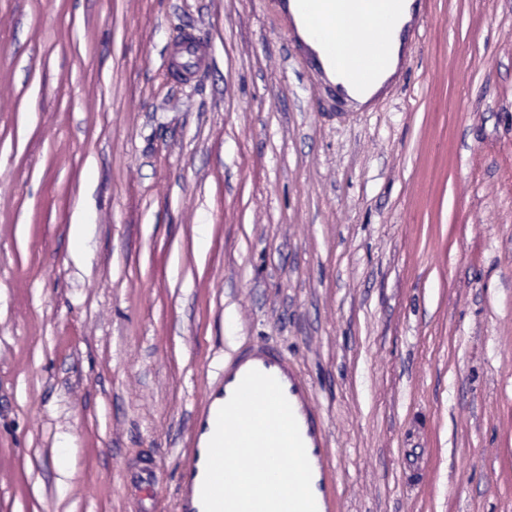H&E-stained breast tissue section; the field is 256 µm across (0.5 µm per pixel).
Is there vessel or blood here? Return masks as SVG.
<instances>
[{
	"label": "vessel or blood",
	"mask_w": 512,
	"mask_h": 512,
	"mask_svg": "<svg viewBox=\"0 0 512 512\" xmlns=\"http://www.w3.org/2000/svg\"><path fill=\"white\" fill-rule=\"evenodd\" d=\"M401 21L389 36V62L364 83H356L337 71L331 50L312 47L306 30H328L336 12V0H309L306 15H299L300 0H272L289 42L304 56L314 85L335 101L339 110L370 108L400 78L409 62V40L426 18V0H398ZM259 370L275 377L297 419L312 469L311 487L317 512H337L336 477L328 448L323 418L313 388L283 355L264 345L252 346L225 361L222 381L192 416V435L180 472L181 493L177 512H204L201 490L208 443L214 433L219 409L230 399L245 374Z\"/></svg>",
	"instance_id": "1"
}]
</instances>
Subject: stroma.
Returning <instances> with one entry per match:
<instances>
[{
  "mask_svg": "<svg viewBox=\"0 0 512 512\" xmlns=\"http://www.w3.org/2000/svg\"><path fill=\"white\" fill-rule=\"evenodd\" d=\"M409 54L341 119L269 0H0V512H176L254 342L340 512H512V0H428ZM257 369L275 377L291 404L312 469L311 487L317 512H337L336 477L326 427L314 399L312 385L283 355L264 345L252 346L224 361L222 381L192 415V435L180 472L177 512H204L201 490L207 448L218 410L230 399L245 374Z\"/></svg>",
  "mask_w": 512,
  "mask_h": 512,
  "instance_id": "35a3bbf8",
  "label": "stroma"
}]
</instances>
